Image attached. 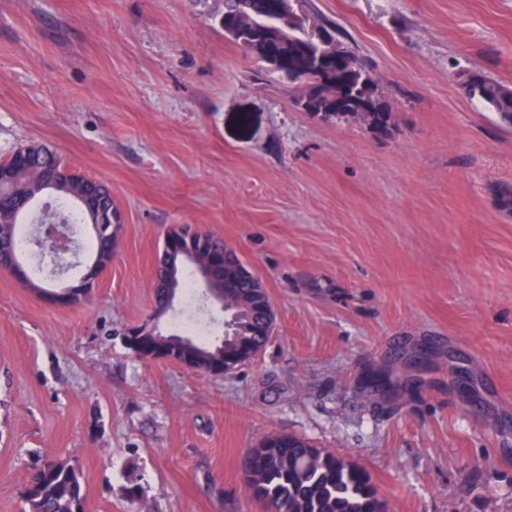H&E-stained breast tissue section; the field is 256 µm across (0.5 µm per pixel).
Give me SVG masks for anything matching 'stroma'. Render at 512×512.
Returning <instances> with one entry per match:
<instances>
[{"label":"stroma","mask_w":512,"mask_h":512,"mask_svg":"<svg viewBox=\"0 0 512 512\" xmlns=\"http://www.w3.org/2000/svg\"><path fill=\"white\" fill-rule=\"evenodd\" d=\"M298 7L370 66L390 135L305 112L225 38L224 0H0V159L48 143L122 215L86 302L0 272V512L52 458L80 467L85 512H261L243 462L279 433L365 467L390 512H512V127L460 77L512 86V0ZM180 224L222 237L274 307L223 378L120 337ZM193 320L223 330L183 294L159 318Z\"/></svg>","instance_id":"stroma-1"}]
</instances>
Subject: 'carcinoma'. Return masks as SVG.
Instances as JSON below:
<instances>
[{
	"instance_id": "cac0c4a2",
	"label": "carcinoma",
	"mask_w": 512,
	"mask_h": 512,
	"mask_svg": "<svg viewBox=\"0 0 512 512\" xmlns=\"http://www.w3.org/2000/svg\"><path fill=\"white\" fill-rule=\"evenodd\" d=\"M253 24L264 28L273 18L274 0H250ZM336 51L349 58L351 67H341L336 60L327 66L336 70V85L352 89L371 76L367 63L357 56L336 30ZM314 41L307 29L298 25L288 35V41L276 51L288 56V61L310 48ZM465 94L496 113L501 122L512 126V95L503 85L489 78L480 89L470 81H462ZM391 113L364 112L361 125L376 134L390 130ZM7 180L0 186V210L10 211L37 199L38 191L53 192L59 205L67 210L73 224L94 226L92 259L105 269L117 250V223L120 211L112 200L111 190L103 183L71 169L50 145L31 141L17 147L0 160ZM28 223L25 218L0 233V261L8 262L24 254L19 234ZM173 238L195 241L205 254H213L218 262L209 270L212 285L224 288L227 315L234 316L232 327L220 341L206 336L187 337L192 349L148 336H139L138 329L129 328L122 334L126 348L142 360L166 359L213 375L224 374V368L238 367L250 352H261L269 337L266 325L275 314L269 310V296L261 281L237 255L224 262V241L189 225L169 230L165 241ZM168 265V249L162 248L156 263L152 285L155 314L167 311V291L163 288ZM244 472L249 496L262 503L267 512H386V505L369 472L358 463L336 453L317 448L306 438L292 435H270L250 449L244 459ZM25 504L27 512H85V494L79 468L68 460L44 461L33 467L29 476Z\"/></svg>"
}]
</instances>
